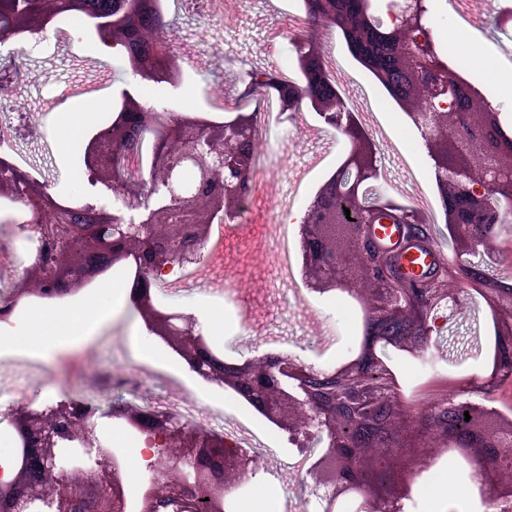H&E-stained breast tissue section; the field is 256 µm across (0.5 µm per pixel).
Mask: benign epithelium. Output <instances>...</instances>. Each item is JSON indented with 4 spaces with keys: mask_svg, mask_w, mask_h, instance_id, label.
Returning a JSON list of instances; mask_svg holds the SVG:
<instances>
[{
    "mask_svg": "<svg viewBox=\"0 0 512 512\" xmlns=\"http://www.w3.org/2000/svg\"><path fill=\"white\" fill-rule=\"evenodd\" d=\"M387 9L388 24L372 0H303L312 34L294 40L299 78L267 67L235 95L221 91L228 111L221 122L150 107L133 86L121 88L116 119L89 139L84 154L89 182L110 193V206L64 203L1 155L0 197L33 214L25 230L37 249L26 271L35 290L23 279L13 283L0 300V321L26 298L70 296L121 265L130 270L129 299L149 331L201 380L232 390L288 433L309 463L306 475L322 512L350 500L354 512H398L429 462L449 451L478 467L483 503H512V483L502 479L512 472V415L460 399L512 382V274L466 259L512 228V127L439 55L423 0H388ZM77 10L88 12L104 45L120 48L133 75L177 86L184 59L166 51L157 0H105L100 7L90 0H0L6 19L0 46L19 45L23 36ZM329 29L420 132L441 216L460 246L453 271L440 263L427 279L403 278L375 241L373 225L389 215L406 239L429 244L430 219L378 186L375 147L333 75L323 39ZM271 98L282 114L312 109L351 145L312 195L296 247L309 292L341 290L358 301L363 291L371 294L359 348L334 368L277 348L244 360L229 357L209 344L194 317L155 304L163 275L200 263L215 217L231 223L243 212L253 192L257 119ZM474 292L495 314L493 367L421 404L405 400L383 350L426 348L438 322L453 318ZM460 409L469 421L457 420ZM95 415L68 403L21 406L8 416L18 457L10 477H0V512H227L231 490L259 465L246 449L170 412L114 411L151 448L153 477L132 505L122 483L126 463H117L95 435ZM316 444L325 451L314 457ZM70 447L92 464L66 467L63 453Z\"/></svg>",
    "mask_w": 512,
    "mask_h": 512,
    "instance_id": "7a95c632",
    "label": "benign epithelium"
}]
</instances>
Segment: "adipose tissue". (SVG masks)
Masks as SVG:
<instances>
[{"label":"adipose tissue","mask_w":512,"mask_h":512,"mask_svg":"<svg viewBox=\"0 0 512 512\" xmlns=\"http://www.w3.org/2000/svg\"><path fill=\"white\" fill-rule=\"evenodd\" d=\"M128 302L129 288L125 282H103L95 293L67 311L44 309L31 313L25 332L16 331L11 322L0 321V348L27 345L51 361L74 354L94 325L113 307H123Z\"/></svg>","instance_id":"1"}]
</instances>
